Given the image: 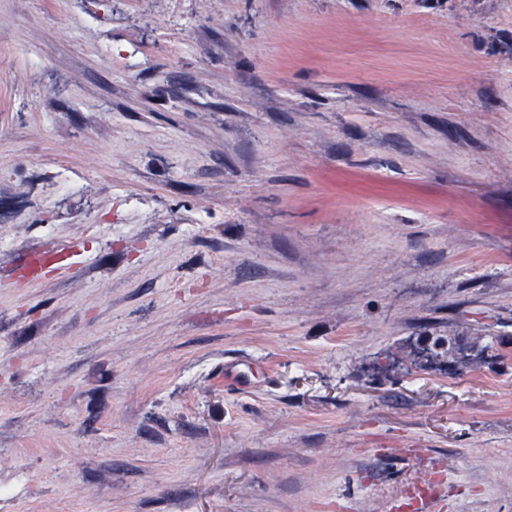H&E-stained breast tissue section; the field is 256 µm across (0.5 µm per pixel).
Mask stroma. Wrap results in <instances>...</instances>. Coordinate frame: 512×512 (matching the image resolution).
Wrapping results in <instances>:
<instances>
[{
	"label": "stroma",
	"instance_id": "obj_1",
	"mask_svg": "<svg viewBox=\"0 0 512 512\" xmlns=\"http://www.w3.org/2000/svg\"><path fill=\"white\" fill-rule=\"evenodd\" d=\"M432 460L512 512V0H0V512H386ZM82 245L76 243L53 250L29 252L17 270L18 277L30 284H38L53 271H73L81 262Z\"/></svg>",
	"mask_w": 512,
	"mask_h": 512
}]
</instances>
